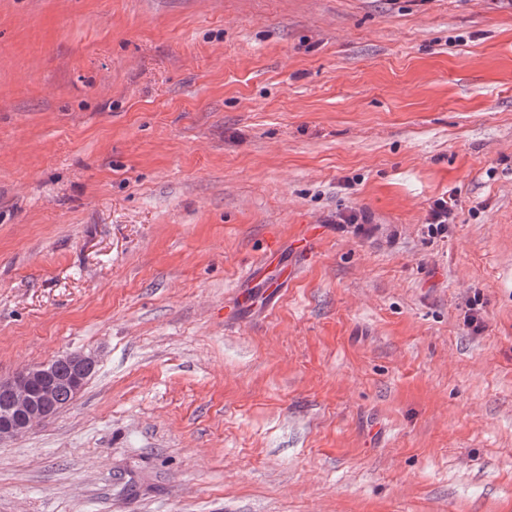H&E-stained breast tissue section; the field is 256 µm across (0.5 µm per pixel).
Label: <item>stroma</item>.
Masks as SVG:
<instances>
[{
  "label": "stroma",
  "instance_id": "stroma-1",
  "mask_svg": "<svg viewBox=\"0 0 512 512\" xmlns=\"http://www.w3.org/2000/svg\"><path fill=\"white\" fill-rule=\"evenodd\" d=\"M70 352L0 512H512V0H0V377ZM456 206V198L453 194L437 198L429 208L426 223L436 232H444L448 229L447 224H453L457 218Z\"/></svg>",
  "mask_w": 512,
  "mask_h": 512
}]
</instances>
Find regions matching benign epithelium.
Masks as SVG:
<instances>
[{"label": "benign epithelium", "instance_id": "obj_1", "mask_svg": "<svg viewBox=\"0 0 512 512\" xmlns=\"http://www.w3.org/2000/svg\"><path fill=\"white\" fill-rule=\"evenodd\" d=\"M72 370L69 386L78 395L97 366L92 354L68 353L59 358ZM58 387L50 363L25 368L14 376L0 378V395L7 403L0 410V442L15 438L41 425L55 414L53 397Z\"/></svg>", "mask_w": 512, "mask_h": 512}]
</instances>
